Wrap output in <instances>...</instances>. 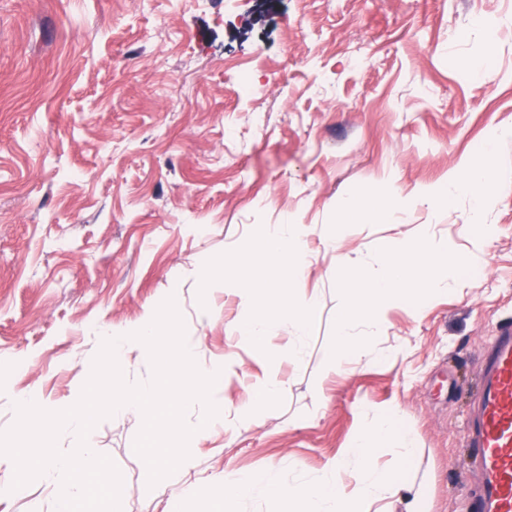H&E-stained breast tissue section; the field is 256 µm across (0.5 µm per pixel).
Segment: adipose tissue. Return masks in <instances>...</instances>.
Here are the masks:
<instances>
[{"label":"adipose tissue","mask_w":512,"mask_h":512,"mask_svg":"<svg viewBox=\"0 0 512 512\" xmlns=\"http://www.w3.org/2000/svg\"><path fill=\"white\" fill-rule=\"evenodd\" d=\"M307 228L302 224H275L267 230L263 243L252 255L255 263L276 270L279 288L270 290L258 283H240L236 264L222 258L210 265L202 285L224 281L240 283L244 295L271 292V304L278 312V319L242 317L235 325L240 336L250 343L258 354H266L268 339L280 332H293L296 337L307 333L309 318L316 306L314 298H296L293 287L305 272L307 255L305 237ZM376 274H369L350 260L341 261L336 270L337 278L348 283L346 305L336 321V345L327 357L326 371L334 373L349 358L366 355L368 337L355 331L357 322L370 320V303L373 300L388 302L408 297L407 284L412 277L411 250L405 243L379 252L375 258Z\"/></svg>","instance_id":"obj_1"}]
</instances>
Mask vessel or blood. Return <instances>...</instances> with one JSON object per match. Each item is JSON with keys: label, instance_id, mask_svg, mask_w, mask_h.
<instances>
[{"label": "vessel or blood", "instance_id": "obj_1", "mask_svg": "<svg viewBox=\"0 0 512 512\" xmlns=\"http://www.w3.org/2000/svg\"><path fill=\"white\" fill-rule=\"evenodd\" d=\"M480 489L475 512H512V326L499 327L478 373L471 424Z\"/></svg>", "mask_w": 512, "mask_h": 512}]
</instances>
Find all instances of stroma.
<instances>
[{
    "instance_id": "stroma-1",
    "label": "stroma",
    "mask_w": 512,
    "mask_h": 512,
    "mask_svg": "<svg viewBox=\"0 0 512 512\" xmlns=\"http://www.w3.org/2000/svg\"><path fill=\"white\" fill-rule=\"evenodd\" d=\"M508 126L512 0H0V431L16 396L74 401L99 330L129 327L172 295L201 364L229 349L239 358L228 409L258 379L285 383L280 406L200 443L189 482L271 466L287 480L316 475L376 410L395 408L413 454L384 444L377 462L406 463L428 512H461L477 479L461 434L478 365L489 336L512 325V141H494ZM483 164L478 236L473 198L435 193ZM385 195L395 217L357 218ZM286 222L309 228L296 293L317 307L303 355L291 357L283 332L270 361L231 327L235 285L206 289L201 275L232 254L243 278L276 287L249 250ZM425 224L479 276L416 308L381 306L377 326H356L368 356L326 377L347 294L338 256L372 272L378 252L406 242L422 285ZM204 305L216 316L201 323ZM141 425L104 419L96 443L129 512H167L173 485L148 487L133 449Z\"/></svg>"
}]
</instances>
